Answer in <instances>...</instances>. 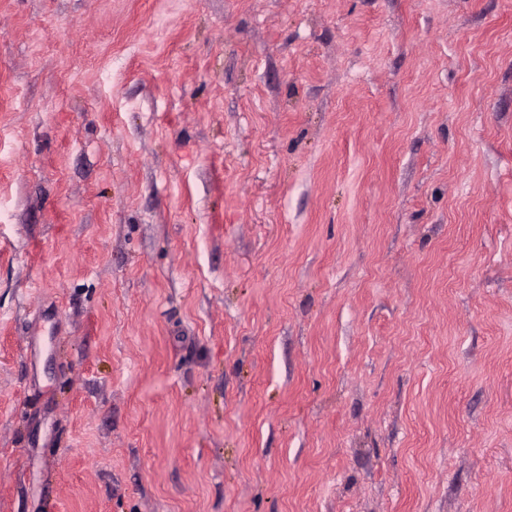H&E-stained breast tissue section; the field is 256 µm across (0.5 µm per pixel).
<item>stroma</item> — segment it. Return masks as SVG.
Returning <instances> with one entry per match:
<instances>
[{
    "label": "stroma",
    "instance_id": "35a3bbf8",
    "mask_svg": "<svg viewBox=\"0 0 512 512\" xmlns=\"http://www.w3.org/2000/svg\"><path fill=\"white\" fill-rule=\"evenodd\" d=\"M0 512H512V0H0Z\"/></svg>",
    "mask_w": 512,
    "mask_h": 512
}]
</instances>
